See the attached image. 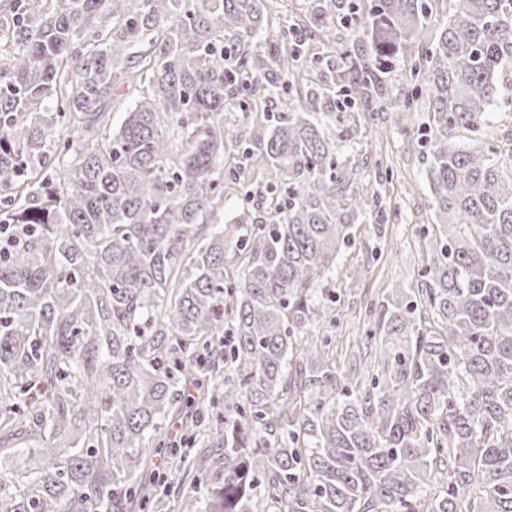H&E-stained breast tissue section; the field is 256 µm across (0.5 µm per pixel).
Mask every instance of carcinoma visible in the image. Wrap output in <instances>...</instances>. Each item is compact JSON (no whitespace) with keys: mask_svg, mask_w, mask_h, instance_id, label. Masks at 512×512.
<instances>
[{"mask_svg":"<svg viewBox=\"0 0 512 512\" xmlns=\"http://www.w3.org/2000/svg\"><path fill=\"white\" fill-rule=\"evenodd\" d=\"M112 2L0 10V512H111L176 455L163 424L220 397L222 420L184 428L224 449V474L191 459L178 512H512V129L448 139L481 131L512 69V0H456L409 70L400 111L430 105L435 224L419 279L366 306L380 355L357 388L308 331L364 205L318 95L267 126L265 213L203 220L227 149L240 170L255 160L224 129L226 101L295 78L288 58L313 34L254 50L267 0H133L117 21ZM431 13L374 0L356 20L372 55L338 74L341 95L378 104L383 66ZM123 86L137 96L115 128Z\"/></svg>","mask_w":512,"mask_h":512,"instance_id":"cac0c4a2","label":"carcinoma"}]
</instances>
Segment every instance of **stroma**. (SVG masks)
<instances>
[{"mask_svg":"<svg viewBox=\"0 0 512 512\" xmlns=\"http://www.w3.org/2000/svg\"><path fill=\"white\" fill-rule=\"evenodd\" d=\"M323 3L324 0H270L269 40L284 42L289 28H312L327 22L336 35V43L310 44L311 55L319 54L320 60L300 61L301 70L307 73L306 83L273 95L258 109L240 104L227 106L224 123L231 137L256 143L265 128V116L287 111L306 94H319L327 102L338 100L337 71L347 69L351 60L368 55L369 46L360 39L354 23L339 15L323 18ZM406 70L407 61L400 57L381 73L385 95L375 113H368L360 102L343 109L342 119L353 126L354 132L351 138L336 142L338 160L355 169V184L366 187L371 195L367 206L358 213L352 244L340 254L323 282L335 300L336 317L317 318L312 329L319 338L335 344L336 366L354 384L361 382L363 372L346 356L345 348L359 342L365 332L360 308L365 301L380 298L394 284L415 280L426 263L422 228L431 222L432 214L428 207L425 150L419 139L427 125V112L422 109L409 113L407 122H400L395 107L409 90ZM261 186L259 175L250 169L241 170L236 180H225L224 202L208 216V223L236 221L248 203H260ZM249 188L254 195L248 200L244 192ZM382 210L397 213V221L379 223L378 213ZM200 451L198 444L183 445L178 463L169 465L165 473L142 474V481L153 492L164 493L167 512H172L181 497L193 493L180 462Z\"/></svg>","mask_w":512,"mask_h":512,"instance_id":"stroma-1","label":"stroma"}]
</instances>
